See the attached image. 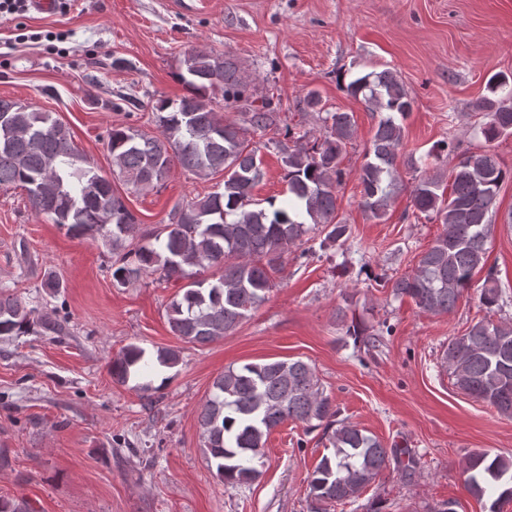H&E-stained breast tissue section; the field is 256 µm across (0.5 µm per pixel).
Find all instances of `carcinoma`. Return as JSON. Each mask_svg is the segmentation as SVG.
<instances>
[{
	"mask_svg": "<svg viewBox=\"0 0 512 512\" xmlns=\"http://www.w3.org/2000/svg\"><path fill=\"white\" fill-rule=\"evenodd\" d=\"M180 81L189 91L177 99H161L155 121L162 137L130 127L108 134L112 164L131 191L164 185L174 163L199 175L224 172L223 191L174 206L161 227L140 230L135 215L112 182L80 158L70 129L32 105L0 100V188L26 190L35 215L44 216L80 238L99 239L112 251V280L119 286L149 275L162 281L184 280L181 293L168 310L171 332L189 343L206 344L232 331L257 309L273 288L278 272L296 245L315 240L308 256L336 251L348 240L347 224L337 219L336 189L344 179L341 167L346 145L354 137L347 112H329L324 131L312 144L306 135L293 137L266 96L246 95L247 81L235 58L226 52L193 50L183 60ZM347 89L361 95L378 114L377 128L364 154L359 179L362 204L372 217L385 219L397 158L403 148L402 121L412 111V99L396 74L373 71L352 80ZM491 96L478 104L484 112L479 132L491 144L512 136V75L495 74L487 81ZM224 93V107L241 104L242 124L226 123L214 108V95ZM251 130L262 136L284 132L295 138L289 146L269 140L279 154L287 197L267 200L261 207L251 189L263 177L259 148L244 137ZM512 172L494 155H465L452 169L450 193L437 175L420 176L413 186L412 205L443 232L424 251L416 269L393 280L392 293L409 297L424 313L443 315L472 286L475 271L486 262L492 233L490 215L501 184ZM215 268L199 279L193 269ZM501 290L488 272L479 301L488 309L499 305ZM58 334L62 325L40 315L20 295L0 289V336H20L35 326ZM443 362L464 394L512 417V323L479 321L448 341ZM179 363V354L160 350L156 356L129 345L112 360V377L121 384L135 382L142 398L151 402L170 378L164 375ZM336 410L319 385L314 368L302 360L247 363L224 370L198 413L203 453L224 484L255 480L256 464L271 431L289 419L335 425ZM333 452L324 455L309 481L310 495L319 504L354 498L390 463L406 471L415 459L403 448H386L376 438L347 423L329 435ZM466 490L477 498L496 495L490 512L512 502V459L489 452L471 454L465 464ZM0 512H34L24 499L0 497Z\"/></svg>",
	"mask_w": 512,
	"mask_h": 512,
	"instance_id": "obj_1",
	"label": "carcinoma"
}]
</instances>
